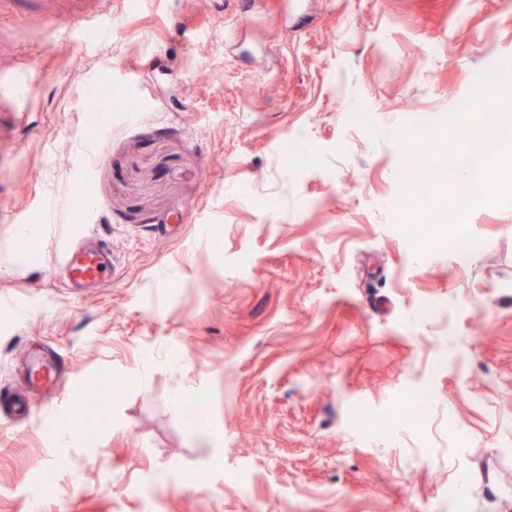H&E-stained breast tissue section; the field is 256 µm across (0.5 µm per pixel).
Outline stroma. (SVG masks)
Returning <instances> with one entry per match:
<instances>
[{
  "label": "stroma",
  "instance_id": "35a3bbf8",
  "mask_svg": "<svg viewBox=\"0 0 512 512\" xmlns=\"http://www.w3.org/2000/svg\"><path fill=\"white\" fill-rule=\"evenodd\" d=\"M93 7L0 0V388L31 403L0 407V512H512V204L470 213L467 263L393 225L396 130L512 56V0H138L89 51ZM69 233L111 283H62ZM128 377L86 440L66 388ZM58 375L57 363L52 355L34 361L29 367V383L31 387L42 389L56 383Z\"/></svg>",
  "mask_w": 512,
  "mask_h": 512
}]
</instances>
